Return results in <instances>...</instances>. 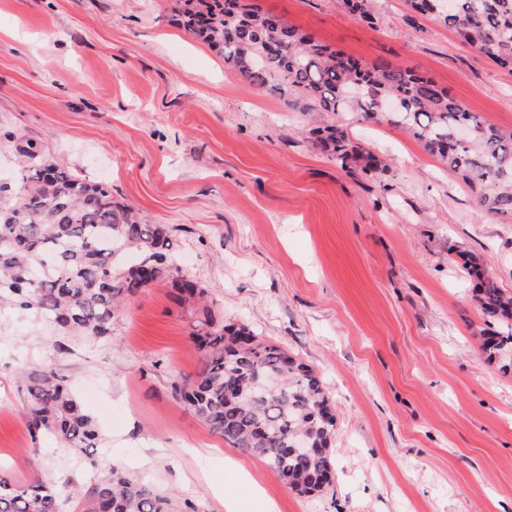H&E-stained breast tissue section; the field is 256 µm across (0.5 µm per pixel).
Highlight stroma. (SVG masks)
Wrapping results in <instances>:
<instances>
[{
    "mask_svg": "<svg viewBox=\"0 0 512 512\" xmlns=\"http://www.w3.org/2000/svg\"><path fill=\"white\" fill-rule=\"evenodd\" d=\"M367 62L417 68L499 128H512V71L464 47L403 0L372 23L338 0H258ZM182 0H0V183L23 159L111 186L164 224L182 274L225 323L247 325L315 369L336 417L333 482L300 496L230 446L171 393L201 366L168 286L132 296L112 333L67 340L0 311V475L61 496L112 466L171 494L178 512H512V372L481 333L470 265L512 295V218L474 195L389 118L323 112L255 87L177 24ZM344 129L378 167L340 164L316 127ZM50 367L94 420L90 453L32 437L20 373Z\"/></svg>",
    "mask_w": 512,
    "mask_h": 512,
    "instance_id": "stroma-1",
    "label": "stroma"
}]
</instances>
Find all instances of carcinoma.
I'll return each instance as SVG.
<instances>
[{
	"instance_id": "1",
	"label": "carcinoma",
	"mask_w": 512,
	"mask_h": 512,
	"mask_svg": "<svg viewBox=\"0 0 512 512\" xmlns=\"http://www.w3.org/2000/svg\"><path fill=\"white\" fill-rule=\"evenodd\" d=\"M360 20L372 0H340ZM463 43L512 71V0H406ZM182 27L220 51L224 65L252 85L276 79L325 112L394 105L398 122L476 195L487 214L512 217V130L487 125L432 78L389 62L366 63L316 40L255 0H184ZM326 150L344 163L359 154L345 130L326 128ZM16 188L0 185V306L48 317L63 336L97 339L112 332L124 301L152 283L171 284L190 311V336L201 368L171 383L172 395L234 448L263 460L292 491L320 492L332 483L335 415L316 372L244 325L226 324L205 290L170 261L171 238L112 198L110 188L61 168L25 142ZM480 303L491 316L512 318V296L482 274ZM489 353L512 364V333L490 336ZM282 374L272 392L258 379ZM28 427L65 448L83 451L99 438L93 419L48 367L22 373ZM65 501L40 479L18 485L0 477V512H64ZM72 512H174L172 499L116 467L73 496Z\"/></svg>"
}]
</instances>
